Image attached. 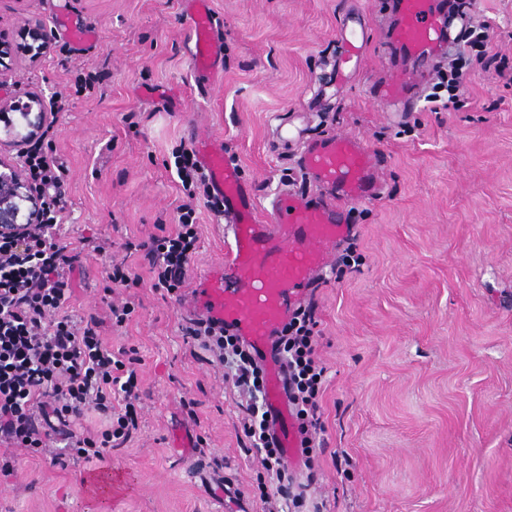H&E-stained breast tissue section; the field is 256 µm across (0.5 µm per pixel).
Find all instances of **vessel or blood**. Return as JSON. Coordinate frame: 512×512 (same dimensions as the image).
<instances>
[{
	"mask_svg": "<svg viewBox=\"0 0 512 512\" xmlns=\"http://www.w3.org/2000/svg\"><path fill=\"white\" fill-rule=\"evenodd\" d=\"M189 4L190 62L203 78L222 61L210 0ZM445 0H396L386 62L392 78L378 92L389 108H405L416 96L415 65L434 68L448 46ZM341 51L337 82L355 72L366 47L365 30L344 23L336 32ZM202 168L214 195L224 204L223 264L200 277L195 302L206 317L230 328L265 367V404L272 431L289 464L301 446L298 422L284 391L272 345L296 301L314 288L315 273L347 233L351 205L383 193L376 155L355 136L306 137L298 163L315 187L303 195L279 192L263 215L238 166L208 140L197 142Z\"/></svg>",
	"mask_w": 512,
	"mask_h": 512,
	"instance_id": "vessel-or-blood-1",
	"label": "vessel or blood"
}]
</instances>
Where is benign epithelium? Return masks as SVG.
Instances as JSON below:
<instances>
[{"instance_id": "7a95c632", "label": "benign epithelium", "mask_w": 512, "mask_h": 512, "mask_svg": "<svg viewBox=\"0 0 512 512\" xmlns=\"http://www.w3.org/2000/svg\"><path fill=\"white\" fill-rule=\"evenodd\" d=\"M35 106L38 111L34 114ZM12 111L21 112L27 132L12 140L16 156L11 158L0 153V168H5L0 171V235L21 234L36 224L45 223L49 206L40 187L26 177L27 152L24 151V145L38 139L43 132L48 116L45 100L34 96L30 103L19 107L0 84V119Z\"/></svg>"}]
</instances>
